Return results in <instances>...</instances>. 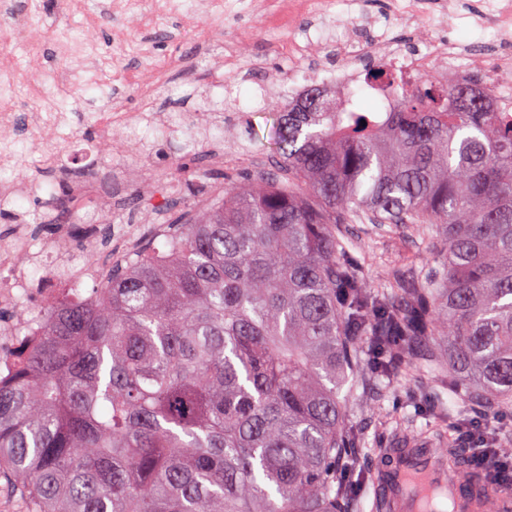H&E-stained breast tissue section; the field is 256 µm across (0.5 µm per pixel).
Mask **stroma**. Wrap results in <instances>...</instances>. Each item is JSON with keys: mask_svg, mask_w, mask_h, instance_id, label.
Masks as SVG:
<instances>
[{"mask_svg": "<svg viewBox=\"0 0 512 512\" xmlns=\"http://www.w3.org/2000/svg\"><path fill=\"white\" fill-rule=\"evenodd\" d=\"M277 0H224V17L214 30L191 31L175 15L162 19L155 29L142 32L131 29L134 38L147 40L157 55L179 51L199 57L200 63L192 80L181 73L168 75L159 95L150 102L114 84V95L123 97L128 111L134 112L140 124L138 152L124 147L125 135L114 132L120 149L98 150L97 132L87 118L89 112L102 107L106 99L92 85L77 87L72 92L74 122L78 139L97 149L101 171L111 172L120 184L112 191L109 204L120 223L143 226L146 209L135 199L137 186L164 184L166 192L178 206H186L194 198L191 185L194 157L206 156V140L214 132H222L224 142L243 152L244 158L225 164L223 171L237 180H244L268 170L272 153L265 129L270 122L269 111H256L253 83L239 75L225 73L223 86H213L208 68L236 51L241 66L259 64V77L273 78L289 84L292 76L284 66L279 44L297 40L304 29L321 28L335 31L348 17L372 19L376 29L388 30L402 45L414 46L417 32L405 29L394 18V0H312L309 13L299 16L295 29L271 30L262 24L265 12ZM437 0H427L429 9L423 27L430 34L452 33L471 51L473 68H480L486 55L505 50L512 52V42L502 45L492 30L482 27L479 15L487 0H466L467 9L455 19L438 14ZM221 103L222 111L203 112L205 101ZM183 114L194 125L198 144L188 147L184 129L175 128L161 139L153 138L151 127L171 114ZM145 155L148 169H137L134 158ZM26 232L27 249L37 253L41 245L55 233L49 224L43 203L29 197L12 207L0 209V236L13 237L15 230ZM346 249L337 258L361 266L367 288L375 294L388 291V280L395 271L429 270L439 265L435 253L429 251L415 225L394 227L374 224H349L344 228ZM346 422L355 436L358 459L346 476L354 512H380L379 498L384 493L380 481L379 456L385 448H409L413 443L441 455L449 441L458 440L459 431L452 417L465 410L459 393L448 387L447 379L435 378L428 360L416 359L406 366L384 374L375 355L365 354L363 372L350 379L342 390Z\"/></svg>", "mask_w": 512, "mask_h": 512, "instance_id": "1", "label": "stroma"}]
</instances>
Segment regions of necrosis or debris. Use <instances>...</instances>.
<instances>
[{
    "label": "necrosis or debris",
    "mask_w": 512,
    "mask_h": 512,
    "mask_svg": "<svg viewBox=\"0 0 512 512\" xmlns=\"http://www.w3.org/2000/svg\"><path fill=\"white\" fill-rule=\"evenodd\" d=\"M169 14L179 16L186 26L196 27L213 23L221 16V0H151L150 9H143L141 0H102L99 8H91L90 0H55V10L44 15L30 9H17L15 0H0V139L16 128H24L36 147L40 165L53 166L58 153L46 145L44 131L53 138L65 137L62 113L44 114L41 101L46 88L61 94L70 93L79 83L93 82L101 88L112 85L113 71L126 55L140 57L142 75L131 88L140 97L150 100L157 96L166 75L179 72L190 75L191 68L183 55H156L148 43L133 40L126 23H136L147 29ZM115 17L124 23L115 32L106 51H99L96 30L102 17ZM79 18L78 29L68 25L70 18ZM54 46L58 64L47 70L39 65L45 46ZM285 55L292 63L294 75L305 79L322 77L334 88L337 97L350 96L361 82L362 59L372 57L415 79L430 77L438 85L458 79L468 71V47L452 37H427L422 49L410 53L394 45L386 37L365 39L350 34L337 38L334 64L314 58L312 53L286 47ZM512 77V55H495L482 67L481 85L501 115L512 118V90L505 89V79ZM109 198V188L99 175L98 168L87 166L73 180L70 188V207L73 214L89 223L100 222L102 209ZM71 239L69 224L58 225L52 241L44 243L41 258L49 263L66 265L65 274H51L39 281L29 280L15 254L0 248V303L11 304L20 295L32 296L40 305L55 307L81 287L98 280V263L60 256L59 251ZM42 333L38 316H27L23 330L15 326L0 331V379H8L17 367L19 342H35Z\"/></svg>",
    "instance_id": "necrosis-or-debris-1"
}]
</instances>
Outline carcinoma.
<instances>
[{
	"label": "carcinoma",
	"mask_w": 512,
	"mask_h": 512,
	"mask_svg": "<svg viewBox=\"0 0 512 512\" xmlns=\"http://www.w3.org/2000/svg\"><path fill=\"white\" fill-rule=\"evenodd\" d=\"M374 82L387 112L323 88L277 105V173L170 209L167 256L149 239L41 316L0 382V473L29 512H350L341 391L365 329L374 354L412 339L400 361L446 345L466 401L512 403V120L474 79ZM358 223L420 225L440 269L371 294L336 260Z\"/></svg>",
	"instance_id": "carcinoma-1"
}]
</instances>
